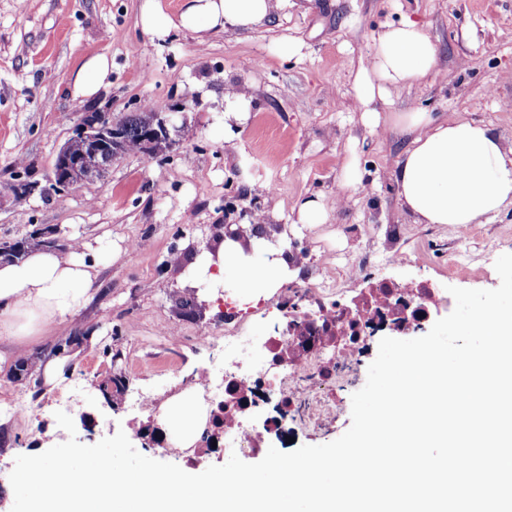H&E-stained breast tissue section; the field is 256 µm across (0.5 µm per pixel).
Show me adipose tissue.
Wrapping results in <instances>:
<instances>
[{"instance_id":"adipose-tissue-1","label":"adipose tissue","mask_w":512,"mask_h":512,"mask_svg":"<svg viewBox=\"0 0 512 512\" xmlns=\"http://www.w3.org/2000/svg\"><path fill=\"white\" fill-rule=\"evenodd\" d=\"M290 0H184L171 17L154 0H144L145 31L163 39L175 31H249ZM437 62L425 25L403 19L373 38L369 65L356 82L362 120L370 131L380 127L379 101L391 89L423 81ZM400 125L412 139L395 171L398 196L419 223L468 227L512 206V147L486 125L467 120L440 121L417 109L402 114ZM85 243L65 250L35 248L19 262L0 263V335L29 336L70 320L90 299L98 263L88 259ZM298 270L285 252L261 242L251 251L225 240L196 255L187 267L195 285L219 286L232 280L240 294H272ZM159 420L178 445L189 448L202 433L204 418L189 395L169 399Z\"/></svg>"}]
</instances>
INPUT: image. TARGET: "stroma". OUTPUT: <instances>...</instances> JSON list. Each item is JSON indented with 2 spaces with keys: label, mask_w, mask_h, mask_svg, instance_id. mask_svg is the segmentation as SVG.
<instances>
[{
  "label": "stroma",
  "mask_w": 512,
  "mask_h": 512,
  "mask_svg": "<svg viewBox=\"0 0 512 512\" xmlns=\"http://www.w3.org/2000/svg\"><path fill=\"white\" fill-rule=\"evenodd\" d=\"M142 0H0V242L54 231L89 242L100 257L88 304L71 320L28 337L41 361L68 337L83 344L68 355L61 374L45 382L10 376L16 338L0 337V512H11L9 475L16 456L59 444L56 412L69 414L76 438L93 445L117 432L158 428L136 409L142 392L162 404L189 380L224 359V302L228 289L203 288L205 306L185 316L177 303L188 294L185 261L221 242L227 224L251 227L256 215L288 225L300 258L290 288L320 278L337 256L366 247L407 253L382 269L397 281L428 279L438 288L493 289L495 268L449 274L443 251L460 232L416 223L398 197L396 164L411 136L398 113L422 109L442 120L489 125L512 145V0H295L248 32L199 35L174 32L159 40L140 22ZM412 17L424 23L437 64L420 84L392 91L381 106L383 129L369 132L356 108L354 84L368 61L372 37L384 25ZM301 45L288 56V41ZM107 56L111 73L91 98L75 97L72 84L90 57ZM235 86L251 100L244 126L225 129L224 90ZM120 116L154 110L175 113L183 129L165 154L123 155L100 179L53 191L48 178L58 152L73 137L83 113ZM356 157L363 187L346 188L342 170ZM24 180L40 189L19 200L10 185ZM343 196L319 224L297 221L298 203ZM476 248L512 253V207L471 228ZM367 341L355 380L331 391L336 416L321 428L285 419L281 434L264 446L291 451L321 445L351 425V397L366 383L378 351ZM121 361H113V353ZM129 380L116 405L99 385L113 369ZM135 449L149 458L205 470L224 464L223 448L177 446Z\"/></svg>",
  "instance_id": "stroma-1"
}]
</instances>
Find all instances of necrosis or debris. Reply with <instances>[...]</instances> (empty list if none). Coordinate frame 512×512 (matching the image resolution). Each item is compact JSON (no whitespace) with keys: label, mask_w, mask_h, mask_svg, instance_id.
<instances>
[{"label":"necrosis or debris","mask_w":512,"mask_h":512,"mask_svg":"<svg viewBox=\"0 0 512 512\" xmlns=\"http://www.w3.org/2000/svg\"><path fill=\"white\" fill-rule=\"evenodd\" d=\"M402 260L401 253L387 250L337 263L314 283L292 289L285 323L253 341L256 359L225 361L220 421L225 454L257 452L263 432L279 430L275 417L259 429L249 422L275 390L281 392L286 411L302 424L326 425L336 408L325 390L351 381L361 345L375 325L392 317L423 320L438 306L454 308L451 294L428 283L402 285L378 278L369 292L353 294L360 271Z\"/></svg>","instance_id":"obj_1"}]
</instances>
